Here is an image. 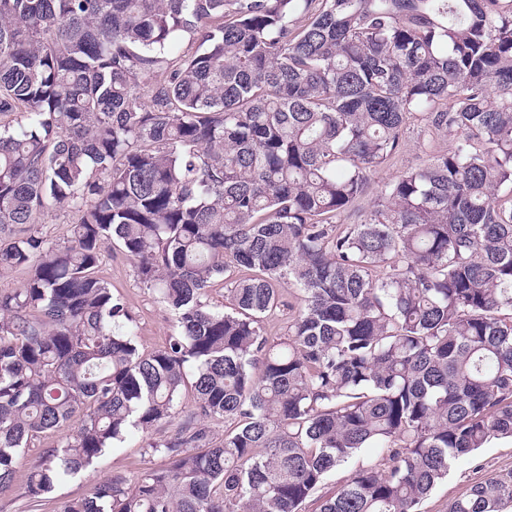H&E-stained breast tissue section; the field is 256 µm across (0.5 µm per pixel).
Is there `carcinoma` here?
<instances>
[{"mask_svg":"<svg viewBox=\"0 0 512 512\" xmlns=\"http://www.w3.org/2000/svg\"><path fill=\"white\" fill-rule=\"evenodd\" d=\"M417 115L451 147L340 223ZM503 189L512 0H0V277L28 270L0 290V493L63 425L30 507L175 421L146 445L161 465L62 512H419L512 438ZM57 210L63 245L38 228ZM114 238L179 323L159 350L96 275ZM285 282L300 305L273 337ZM511 505L512 469L447 512ZM370 454L364 452L360 456L354 458L349 463L336 468L327 479L322 494H331L337 491L350 477L352 471L361 463L370 460Z\"/></svg>","mask_w":512,"mask_h":512,"instance_id":"carcinoma-1","label":"carcinoma"}]
</instances>
